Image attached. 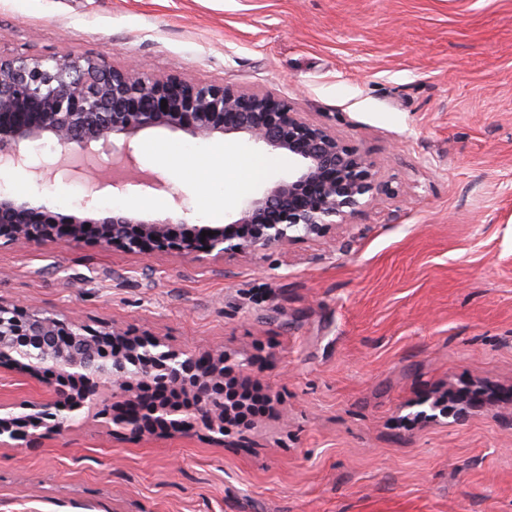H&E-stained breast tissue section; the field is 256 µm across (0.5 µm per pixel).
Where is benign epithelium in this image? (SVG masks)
Masks as SVG:
<instances>
[{"label": "benign epithelium", "instance_id": "7a95c632", "mask_svg": "<svg viewBox=\"0 0 512 512\" xmlns=\"http://www.w3.org/2000/svg\"><path fill=\"white\" fill-rule=\"evenodd\" d=\"M167 106H161V101ZM205 141L234 139L288 157V175L234 207L231 220L205 224L184 208L164 219L131 210L94 218L59 217L26 196L0 193V241L78 243L86 225L117 251L169 252L195 259L287 249L317 240L387 190L378 163L286 100L224 84L114 69L104 58L0 57V165L83 178L133 158L152 128ZM210 231L212 235L201 236ZM0 368L47 386L32 402V434L0 418V447H34L82 421L104 419L133 435L161 429L174 437L201 429L224 443V354L176 350L112 327L60 319L19 303H0Z\"/></svg>", "mask_w": 512, "mask_h": 512}]
</instances>
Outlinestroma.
Returning <instances> with one entry per match:
<instances>
[{
	"label": "stroma",
	"mask_w": 512,
	"mask_h": 512,
	"mask_svg": "<svg viewBox=\"0 0 512 512\" xmlns=\"http://www.w3.org/2000/svg\"><path fill=\"white\" fill-rule=\"evenodd\" d=\"M106 57L288 100L392 190L321 240L226 258L93 240L0 245V300L226 353L273 413L253 431L130 437L93 424L0 447V512H512V0H0V56ZM102 210L211 224L282 155L156 128ZM263 180V181H264ZM72 214L87 188L0 168ZM482 390L464 419L446 392ZM46 386L0 371L7 415Z\"/></svg>",
	"instance_id": "35a3bbf8"
}]
</instances>
